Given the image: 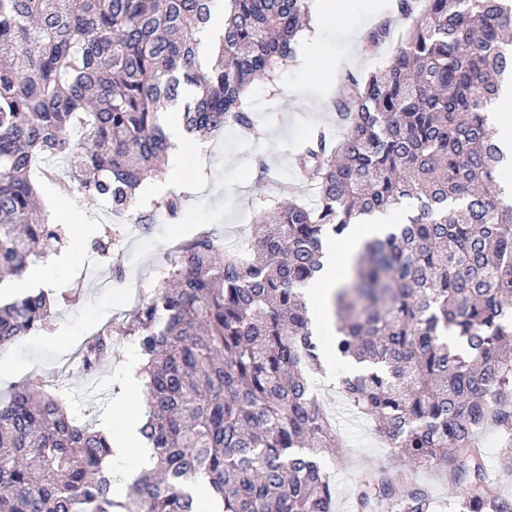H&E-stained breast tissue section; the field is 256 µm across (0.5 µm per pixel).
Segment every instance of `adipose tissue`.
Returning <instances> with one entry per match:
<instances>
[{
	"label": "adipose tissue",
	"instance_id": "ef3b65f1",
	"mask_svg": "<svg viewBox=\"0 0 512 512\" xmlns=\"http://www.w3.org/2000/svg\"><path fill=\"white\" fill-rule=\"evenodd\" d=\"M385 224V218L379 217L368 224L352 225L339 246L331 245L325 249L321 275L308 290L313 321L322 339L331 340L336 334L335 323L330 314V303L347 272L345 262L340 263L336 260L337 250H344L347 258L353 257L364 241L382 233ZM133 407V402L129 400L122 404L124 419L113 425L111 442L112 460L122 462L126 467L127 476L130 477L138 473L142 461L149 454L141 441L140 418L134 414Z\"/></svg>",
	"mask_w": 512,
	"mask_h": 512
}]
</instances>
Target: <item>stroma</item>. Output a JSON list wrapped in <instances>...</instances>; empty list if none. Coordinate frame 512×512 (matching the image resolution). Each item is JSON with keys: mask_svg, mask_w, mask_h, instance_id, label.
Instances as JSON below:
<instances>
[{"mask_svg": "<svg viewBox=\"0 0 512 512\" xmlns=\"http://www.w3.org/2000/svg\"><path fill=\"white\" fill-rule=\"evenodd\" d=\"M395 0H317L326 22L316 40L304 41L303 59L279 70L278 95L255 82L248 90L260 139L243 138L235 128L208 140L201 151L190 154L188 175L171 177L169 190L182 192L186 210L178 222L156 215L150 230L127 225L110 259L91 250L92 241L111 223L108 201L73 197L69 200L70 240L64 251L68 262L45 284L59 297L50 330L20 338L0 352V394L29 375L39 376L78 421L98 424L116 417L117 395L127 387L129 361L139 358L137 345L115 347L99 372L85 374L77 351L84 339L123 318L151 296L159 284V270L179 244L209 234L225 248H238L248 238L255 217L281 183L312 196L310 186L297 176L296 155L312 129L321 127L339 135L332 101L344 75H361L381 68L408 30L409 21L396 17ZM389 18L393 37L377 55L365 54L364 38L380 18ZM267 169L259 171L256 157ZM121 264L123 281L112 278L110 267ZM335 380H314L318 398L336 427V445L324 455V463L336 487L335 512H355L354 493L362 475L371 469L402 471L427 486L436 499L449 501L461 489L441 471L412 466L374 435L370 423L357 414L340 392L336 379L344 367H336Z\"/></svg>", "mask_w": 512, "mask_h": 512, "instance_id": "35a3bbf8", "label": "stroma"}]
</instances>
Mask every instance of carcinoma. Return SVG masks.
<instances>
[{
	"instance_id": "carcinoma-1",
	"label": "carcinoma",
	"mask_w": 512,
	"mask_h": 512,
	"mask_svg": "<svg viewBox=\"0 0 512 512\" xmlns=\"http://www.w3.org/2000/svg\"><path fill=\"white\" fill-rule=\"evenodd\" d=\"M214 0H0V283L67 241L38 215L32 171L63 196L104 198L112 223L147 225L136 189L165 163L160 111L190 135L257 134L246 95L301 57L315 0H223L207 68L201 34ZM412 21L387 63L347 75L334 107L345 124L313 133L300 156L311 200L284 184L238 252L202 235L174 252L160 287L78 351L95 372L122 341L145 361L153 454L116 500L106 435L79 425L31 377L0 399V512H198L205 477L222 512H334L320 457L335 430L310 375L324 373L304 289L324 243L350 225L417 203L364 242L333 297L330 350L354 367L339 389L396 454L442 468L464 496L450 512H512L478 434L497 428L512 456V192L490 118L512 79V0H397ZM382 24L367 38L376 52ZM184 195L153 203L181 218ZM56 300L0 305V350L46 328ZM425 487L384 469L363 478L356 512H431Z\"/></svg>"
}]
</instances>
